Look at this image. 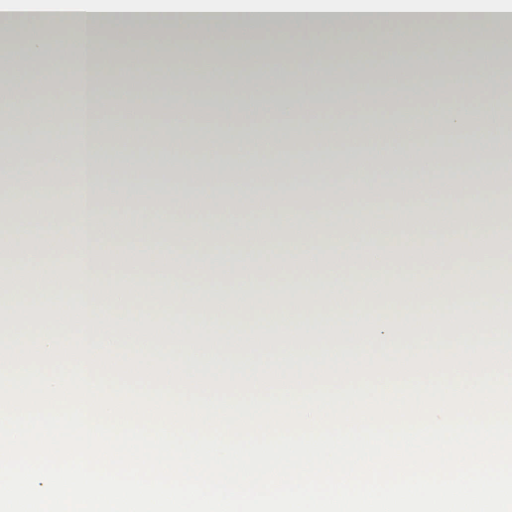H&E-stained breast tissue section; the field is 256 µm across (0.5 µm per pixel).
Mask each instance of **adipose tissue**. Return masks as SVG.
<instances>
[{"instance_id": "ef3b65f1", "label": "adipose tissue", "mask_w": 512, "mask_h": 512, "mask_svg": "<svg viewBox=\"0 0 512 512\" xmlns=\"http://www.w3.org/2000/svg\"><path fill=\"white\" fill-rule=\"evenodd\" d=\"M25 14L27 41L17 65L0 76V111L28 109L31 99L53 91L64 98L65 119L47 112L29 136L12 138L0 187L18 208L19 220L0 226V333L92 341L247 343L252 317L268 320L266 342H323L373 336L505 328L500 312L512 282V256L485 254L480 243L501 233L493 193L512 165V131L498 106L512 97L501 63L467 58V89L482 106L481 119L431 96L422 112L404 118L380 111L384 97L411 101L422 94L401 73L380 91L360 97V109L337 126L320 116L301 121L312 100L308 74L347 89L344 77L323 71L315 52L340 33L354 56H369L376 41L403 54L411 68H436L428 44L440 40L444 16L479 25L481 41L512 33V0H16ZM298 31L283 42L277 76L293 94L259 106L224 77V59L212 57L211 77L221 91L192 102L178 96L128 101L145 87L154 59L116 47L121 67L100 51L111 29L147 30L161 44L169 72L184 85L201 83L194 61L204 43L224 40L240 24ZM181 37L170 41L169 29ZM69 39L68 61L78 72L41 67L60 39ZM115 56V57H116ZM302 67H293L295 57ZM119 169L107 182L103 173ZM332 168L356 177V186L307 182L296 171ZM61 183L71 201L68 224L59 225L32 194L37 181ZM418 202L395 221L380 202V186ZM360 192L369 204L351 208ZM318 197L346 211L347 222L328 236L307 209L259 210L261 199ZM454 200L448 224L422 218L434 199ZM255 216L250 234L210 219L205 203ZM194 216L173 226L172 212ZM469 222L467 233L455 224ZM454 234L455 247L442 246ZM52 240V263L30 277L19 258L20 239ZM68 270L54 273L56 264ZM166 308L180 321L158 336L144 328L139 311Z\"/></svg>"}]
</instances>
